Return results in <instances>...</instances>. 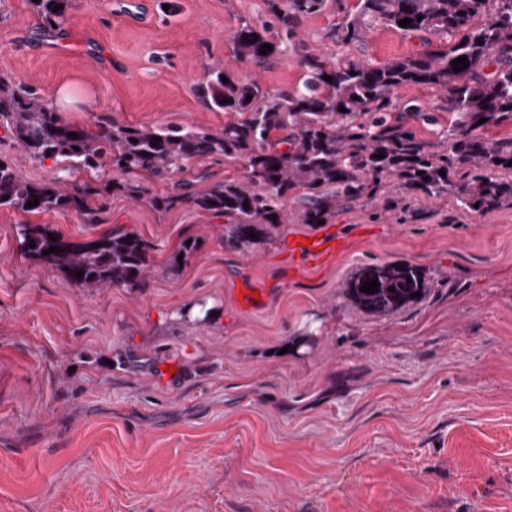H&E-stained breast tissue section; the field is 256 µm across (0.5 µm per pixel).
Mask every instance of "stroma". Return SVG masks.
<instances>
[{"instance_id":"stroma-1","label":"stroma","mask_w":512,"mask_h":512,"mask_svg":"<svg viewBox=\"0 0 512 512\" xmlns=\"http://www.w3.org/2000/svg\"><path fill=\"white\" fill-rule=\"evenodd\" d=\"M266 16L265 0H76L47 35L29 0H0V76L49 103L67 95L60 111L82 126L216 128L224 113L195 94L207 64L274 91L301 82L295 63L234 56L240 19ZM343 17L305 18L307 50L378 65L448 46L380 24L358 43L325 38ZM404 95L437 116L414 128L438 142L443 97ZM20 224L75 242L136 232L149 272L76 287L21 257ZM321 234L346 248L285 263L288 241ZM367 263L417 266L430 291L367 316L344 293ZM0 512H512V208L364 201L246 252L225 248L223 217L118 193L99 224L0 208Z\"/></svg>"}]
</instances>
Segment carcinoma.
Masks as SVG:
<instances>
[{
  "instance_id": "1",
  "label": "carcinoma",
  "mask_w": 512,
  "mask_h": 512,
  "mask_svg": "<svg viewBox=\"0 0 512 512\" xmlns=\"http://www.w3.org/2000/svg\"><path fill=\"white\" fill-rule=\"evenodd\" d=\"M266 3L268 19L258 25L243 19L235 28L233 52L258 65L293 61L303 71L302 82L290 91H271L224 70L220 62L208 64L196 94L210 109L229 115L222 127L102 121L89 129L67 122L36 91L0 78V145L36 161L63 163L54 178L32 182L0 157V208L74 211L83 223L99 224L103 199L117 192L160 213L189 205L222 215L224 245L247 251L274 240L284 224L327 221L363 200H379L385 211L406 205L418 193L451 196L469 211L512 207V138L483 135L512 124V0H358L355 12L326 34L331 41L359 42L378 23L405 35L448 40L446 50L378 66L357 58L330 63L304 50L303 19L327 11L335 0ZM31 5L43 28L54 31L65 24L72 0ZM57 5L63 9L55 12ZM405 18L411 23L398 25ZM265 43L272 50L262 55ZM461 56L468 66L456 72L452 61ZM415 85L446 96L448 131L437 143L421 139L411 124L435 122L425 104L399 96ZM71 132L77 138L69 137ZM156 137L161 141L154 142ZM380 153L384 158H376ZM208 158L238 165L239 174L202 189L198 185L209 178L205 170L192 180L178 178L186 162ZM107 169L112 179L105 181ZM81 173L88 178L77 179ZM143 175L158 189L145 186ZM36 199L39 205H26ZM291 203L298 204L293 211ZM48 233L37 224L17 225L20 254L65 271L79 287L136 285L147 273L150 247L134 232L116 230L85 242L58 233L51 239ZM252 233L257 238H250ZM52 246L61 252L43 254ZM79 270L84 271L80 278ZM373 279L377 291H360ZM428 290L416 266L368 263L347 279L345 294L357 309L387 317L422 300Z\"/></svg>"
}]
</instances>
